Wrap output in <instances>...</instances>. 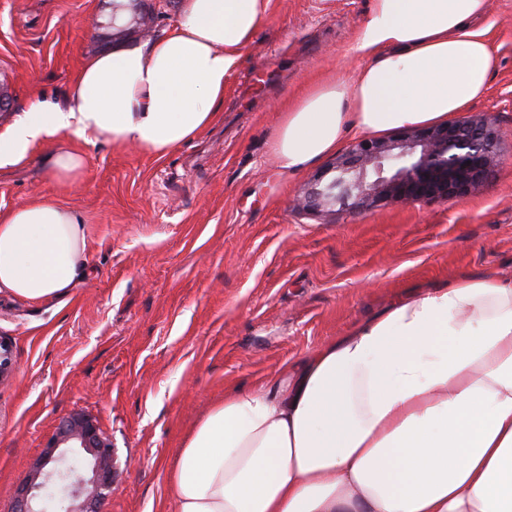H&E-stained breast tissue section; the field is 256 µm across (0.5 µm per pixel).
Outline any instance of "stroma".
I'll return each mask as SVG.
<instances>
[{
	"instance_id": "stroma-1",
	"label": "stroma",
	"mask_w": 512,
	"mask_h": 512,
	"mask_svg": "<svg viewBox=\"0 0 512 512\" xmlns=\"http://www.w3.org/2000/svg\"><path fill=\"white\" fill-rule=\"evenodd\" d=\"M371 0H272L215 122L158 157L73 140L80 179L48 173L46 146L0 172V211L56 197L86 224L89 275L62 301L0 295L14 375L0 381V512L62 417H90L114 450L103 512H172L166 469L223 399L345 334L408 292L464 274L512 279V0H487L499 60L470 113L502 161L467 200L306 213L317 167L272 151L282 113L312 83L353 82ZM110 0H0V132L33 98L65 103L87 54L109 46Z\"/></svg>"
}]
</instances>
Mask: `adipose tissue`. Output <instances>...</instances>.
I'll return each instance as SVG.
<instances>
[{
  "mask_svg": "<svg viewBox=\"0 0 512 512\" xmlns=\"http://www.w3.org/2000/svg\"><path fill=\"white\" fill-rule=\"evenodd\" d=\"M272 0H184L153 42L91 52L66 105L34 101L0 132V170L67 139L162 156L216 119ZM485 0H372L354 83L310 88L273 142L299 171L347 132L448 122L498 65ZM85 220L55 198L0 212V292L57 300L88 272ZM175 512H512V282L464 275L409 295L275 375L224 394L167 471Z\"/></svg>",
  "mask_w": 512,
  "mask_h": 512,
  "instance_id": "1",
  "label": "adipose tissue"
}]
</instances>
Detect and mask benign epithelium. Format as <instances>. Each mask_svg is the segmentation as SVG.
<instances>
[{
	"label": "benign epithelium",
	"instance_id": "benign-epithelium-1",
	"mask_svg": "<svg viewBox=\"0 0 512 512\" xmlns=\"http://www.w3.org/2000/svg\"><path fill=\"white\" fill-rule=\"evenodd\" d=\"M500 160L499 134L486 113L408 128L391 137L356 141L314 175L298 205L371 210L394 203H460L489 181ZM12 370V343L0 337V380ZM70 453L83 457V470L66 463ZM112 482V446L91 418L72 415L58 423L19 490L13 512H40L35 499L49 487L62 494L64 512H101Z\"/></svg>",
	"mask_w": 512,
	"mask_h": 512
}]
</instances>
